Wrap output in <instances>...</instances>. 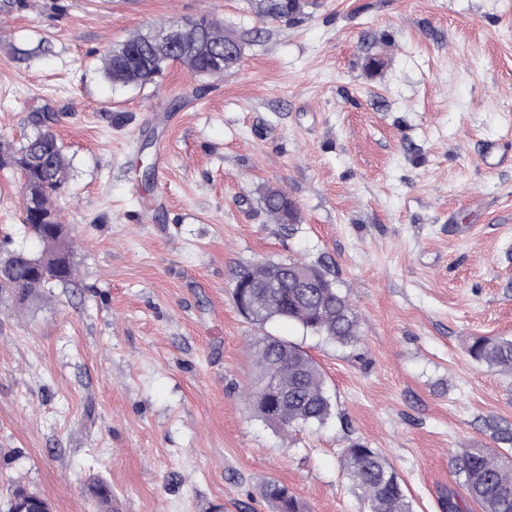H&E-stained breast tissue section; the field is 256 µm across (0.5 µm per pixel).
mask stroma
I'll return each mask as SVG.
<instances>
[{
    "mask_svg": "<svg viewBox=\"0 0 512 512\" xmlns=\"http://www.w3.org/2000/svg\"><path fill=\"white\" fill-rule=\"evenodd\" d=\"M258 3L0 0V144L56 113L75 273L27 306L0 299V506L20 484L100 512L98 478L112 512H273L276 479L308 512H363L339 465L359 442L414 512H442L457 449L512 455V376L463 349L512 336V0H301L290 23ZM201 17L242 38L235 68L105 79L112 44ZM21 185L0 169V245L34 251ZM267 187L298 223L268 217ZM288 259L329 265L361 339L262 329L319 363L332 403L284 434L245 402L262 330L232 289Z\"/></svg>",
    "mask_w": 512,
    "mask_h": 512,
    "instance_id": "1",
    "label": "stroma"
}]
</instances>
